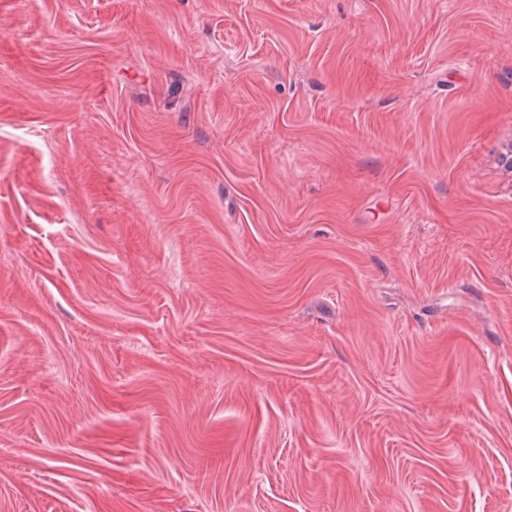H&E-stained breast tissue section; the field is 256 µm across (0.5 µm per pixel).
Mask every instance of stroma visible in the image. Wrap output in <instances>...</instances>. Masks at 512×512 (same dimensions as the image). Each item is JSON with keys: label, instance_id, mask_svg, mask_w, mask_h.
I'll list each match as a JSON object with an SVG mask.
<instances>
[{"label": "stroma", "instance_id": "obj_1", "mask_svg": "<svg viewBox=\"0 0 512 512\" xmlns=\"http://www.w3.org/2000/svg\"><path fill=\"white\" fill-rule=\"evenodd\" d=\"M512 0H0V512H512Z\"/></svg>", "mask_w": 512, "mask_h": 512}]
</instances>
